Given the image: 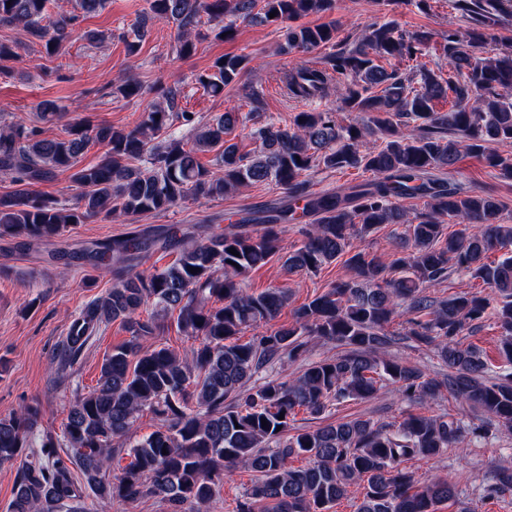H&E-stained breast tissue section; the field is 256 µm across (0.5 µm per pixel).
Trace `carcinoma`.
Returning a JSON list of instances; mask_svg holds the SVG:
<instances>
[{"label": "carcinoma", "mask_w": 512, "mask_h": 512, "mask_svg": "<svg viewBox=\"0 0 512 512\" xmlns=\"http://www.w3.org/2000/svg\"><path fill=\"white\" fill-rule=\"evenodd\" d=\"M147 2L150 18L175 25L180 57L195 51L191 34L204 18L226 40L234 38L240 21L276 26L283 52L332 49L317 65L284 72L283 82L292 97L306 101L328 97L333 86L340 108L355 117L341 125L334 109L301 111L280 125L260 114L263 95L254 87L249 112L232 107L211 123L196 124L194 113L175 109L178 90L169 88L161 93L163 102L144 110L130 129L85 119L66 124L54 138L22 124L0 128V174L19 185L0 195V237L31 246L93 217L119 214L130 221L128 231L82 255L92 269L112 275V288L74 320L66 353L74 358L101 324L117 319L127 323L131 339L104 358L96 387L71 401L62 435L34 436L32 408L0 416V465L24 458L9 512H85L87 489L127 503L158 497L171 512H209L224 472L238 467L255 473V481L237 512H330L353 491L362 496L356 512H438L456 496L455 486L416 482L407 461L458 448L469 434L512 431V376L490 380L480 352L461 340L487 318L489 298L480 291L446 299L427 292L456 268L497 293L499 350L512 363V224L502 223L503 204L493 194L465 191L452 180L463 153L512 180V43L496 57L484 56L490 31L512 20V0H449L462 22L456 28L436 35L404 30L394 21L372 22L349 46L336 42L334 19L295 24L309 15H332L339 0ZM50 4L0 0V27L22 26L52 59L106 0H75L74 10L52 20ZM436 37L446 78L421 61L422 48ZM18 48L0 39L1 76L10 73ZM391 59L407 67H386ZM247 64L244 55H224L198 82L221 95L238 83ZM142 91L134 78L113 89L124 99ZM36 112L45 122L63 117L53 101L38 103ZM178 123L193 125L190 142L173 136ZM238 125L254 144L247 152L224 139ZM372 135L378 142L370 146ZM92 143L105 150L96 164L82 166ZM216 148L220 177L198 160V153ZM133 161L144 166L134 168ZM350 168L371 178L349 193L306 188V176L316 169ZM69 170L79 188L74 203L31 190ZM270 183L286 200L234 230L200 237L137 225L138 217L188 199L214 200ZM405 200H420L424 209L412 212ZM305 217L311 222L301 227V245L290 251L282 245L281 226ZM450 220L464 230L445 233ZM250 223L260 229L248 230ZM385 224L405 225L400 250L388 264L354 244ZM151 248L177 258L161 269L138 270ZM274 260L289 273H315L340 261L347 275L295 308L291 324L275 326L288 289L242 288L250 272ZM148 304L158 314L177 312V331L193 340L188 352L141 344L161 330L152 318H135ZM397 317L407 327L389 330ZM248 328L254 336L240 341ZM312 341L340 352L304 363L292 379L270 373L305 355ZM413 343L434 348L438 376L384 357L393 345ZM387 385L421 404L446 390L448 398L476 410L482 425L467 428L448 412H419L397 424L355 419L313 430L294 426L297 409L320 417L348 400H370ZM146 411L158 426L140 438L138 420ZM117 448L128 449L130 461L113 475ZM298 456L308 464L291 466ZM511 490L512 472L501 470L484 492L492 497Z\"/></svg>", "instance_id": "1"}]
</instances>
